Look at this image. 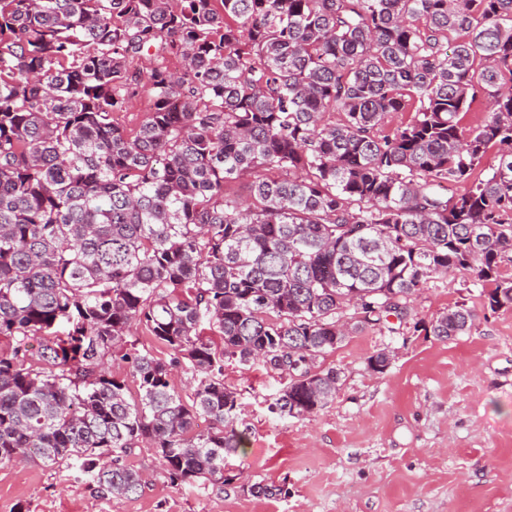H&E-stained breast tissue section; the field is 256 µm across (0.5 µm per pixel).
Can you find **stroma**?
Masks as SVG:
<instances>
[{"mask_svg": "<svg viewBox=\"0 0 512 512\" xmlns=\"http://www.w3.org/2000/svg\"><path fill=\"white\" fill-rule=\"evenodd\" d=\"M481 291L472 271L436 277L397 332L347 338L319 360L342 371L335 400L303 419L268 412L276 372L225 362L247 440L224 460L223 489L172 486L141 448L125 462L149 479L126 499L98 496L73 460L0 464V512H512V309L484 308ZM462 302L478 310L471 332L427 334ZM390 348L387 371L372 372L368 358Z\"/></svg>", "mask_w": 512, "mask_h": 512, "instance_id": "stroma-1", "label": "stroma"}]
</instances>
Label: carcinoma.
<instances>
[{
    "label": "carcinoma",
    "instance_id": "1",
    "mask_svg": "<svg viewBox=\"0 0 512 512\" xmlns=\"http://www.w3.org/2000/svg\"><path fill=\"white\" fill-rule=\"evenodd\" d=\"M137 98L150 112L128 130L114 115ZM246 172L247 197L228 193ZM506 262L512 0H0V463L77 459L128 498L145 477L123 459L146 447L170 484L221 490L246 439L224 359L288 376L270 413L314 414L341 380L318 359L349 332L470 270L484 306L512 309ZM477 319L457 304L428 333ZM140 326L187 364L192 403L129 340ZM106 366L116 379L123 381L126 386V398L130 401H136L139 398V382L128 370V368L118 362H113L112 358L107 359Z\"/></svg>",
    "mask_w": 512,
    "mask_h": 512
}]
</instances>
